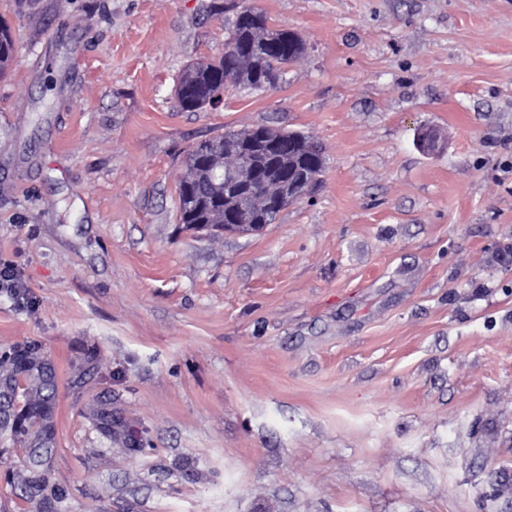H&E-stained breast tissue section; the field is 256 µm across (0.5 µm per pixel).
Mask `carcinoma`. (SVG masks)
Wrapping results in <instances>:
<instances>
[{"instance_id": "1", "label": "carcinoma", "mask_w": 512, "mask_h": 512, "mask_svg": "<svg viewBox=\"0 0 512 512\" xmlns=\"http://www.w3.org/2000/svg\"><path fill=\"white\" fill-rule=\"evenodd\" d=\"M265 30L277 40V51L255 43L257 33ZM303 53L304 45L297 34L271 28L266 14L246 6L224 43V55L192 66L181 76L176 89L180 107L187 111L202 110L220 100L230 87L243 85L256 91L271 88L278 83L282 69L299 61ZM242 56L248 59L244 67L238 66ZM14 58L13 39L9 30L0 26V76ZM223 148L241 152L264 168L273 165V175L278 179H288L289 168L295 166L316 176L324 169L321 149L299 132L267 126L226 130L222 135L197 143L186 156L177 186L180 223L210 224L216 214L230 207L240 224H272L288 206L285 202L277 210H258L226 195L224 185L211 176L207 167L208 155ZM8 360L11 369L0 374V380L15 391L20 383H25L23 413L11 417L12 440L28 448L24 496L47 508V512H61L68 490L51 476L55 444V371L45 367L49 359L37 344L13 350Z\"/></svg>"}]
</instances>
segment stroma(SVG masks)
<instances>
[{
    "instance_id": "stroma-1",
    "label": "stroma",
    "mask_w": 512,
    "mask_h": 512,
    "mask_svg": "<svg viewBox=\"0 0 512 512\" xmlns=\"http://www.w3.org/2000/svg\"><path fill=\"white\" fill-rule=\"evenodd\" d=\"M305 45L182 110L239 6ZM0 367L57 379L66 512H512V0H0ZM309 135L253 233L178 222L182 160ZM112 417L111 433L98 417ZM25 450L0 435V512Z\"/></svg>"
}]
</instances>
